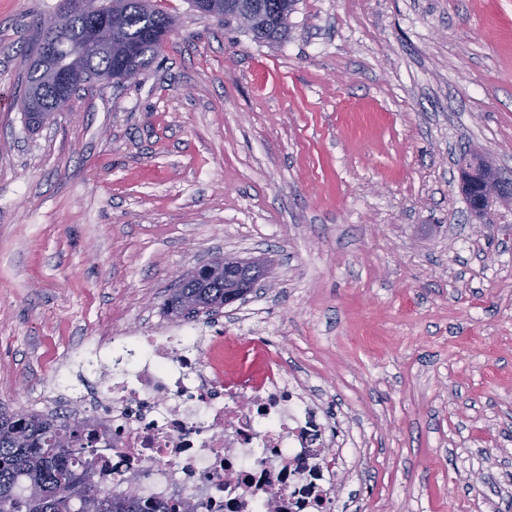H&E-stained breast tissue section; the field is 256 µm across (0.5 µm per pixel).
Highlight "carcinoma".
I'll return each instance as SVG.
<instances>
[{"label":"carcinoma","mask_w":512,"mask_h":512,"mask_svg":"<svg viewBox=\"0 0 512 512\" xmlns=\"http://www.w3.org/2000/svg\"><path fill=\"white\" fill-rule=\"evenodd\" d=\"M295 0H192L201 13L227 20L248 13L251 32L258 39L277 40L288 33V16ZM98 9L120 18L113 40L82 58L61 50L56 65L67 68L74 80L72 91L91 80L118 79L121 69H146L161 48L160 38L172 31L173 18L154 7L151 0H105ZM45 76L30 65L25 80L24 101ZM40 112L24 108V120L34 130L60 111L50 91ZM224 305V273L200 281L186 277L169 300L170 314L184 318L200 309ZM94 438L72 419L59 421L34 413L0 412V512H195L189 503L168 508L158 502L127 496L112 497L89 478Z\"/></svg>","instance_id":"cac0c4a2"}]
</instances>
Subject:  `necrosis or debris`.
I'll return each mask as SVG.
<instances>
[{
    "label": "necrosis or debris",
    "mask_w": 512,
    "mask_h": 512,
    "mask_svg": "<svg viewBox=\"0 0 512 512\" xmlns=\"http://www.w3.org/2000/svg\"><path fill=\"white\" fill-rule=\"evenodd\" d=\"M197 327L116 336L94 392L72 400L97 440L95 483L196 512H332L334 435L303 380L262 342L257 371Z\"/></svg>",
    "instance_id": "1"
}]
</instances>
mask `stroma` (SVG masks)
Masks as SVG:
<instances>
[{"instance_id": "obj_1", "label": "stroma", "mask_w": 512, "mask_h": 512, "mask_svg": "<svg viewBox=\"0 0 512 512\" xmlns=\"http://www.w3.org/2000/svg\"><path fill=\"white\" fill-rule=\"evenodd\" d=\"M0 0V409L94 389L93 347L175 321L177 276L266 259L246 304L360 445L334 512H512V211L476 228L457 161L512 179V0H297L256 41L190 0L131 82L40 130V19ZM46 85L45 76L36 72V66L30 64L25 80V93H24V120L28 128L34 130L50 121L57 112H60L62 108L59 107V103L54 99V94L51 91H44V98L47 100L43 107V111L32 112L27 107L28 101L32 98L35 91L40 86ZM46 118V119H45ZM47 120V121H46Z\"/></svg>"}]
</instances>
